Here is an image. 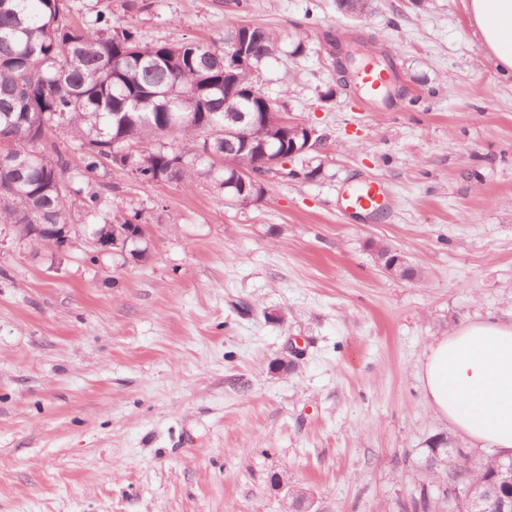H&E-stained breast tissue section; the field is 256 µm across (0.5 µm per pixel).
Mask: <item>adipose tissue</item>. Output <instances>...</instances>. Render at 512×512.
I'll return each mask as SVG.
<instances>
[{
    "mask_svg": "<svg viewBox=\"0 0 512 512\" xmlns=\"http://www.w3.org/2000/svg\"><path fill=\"white\" fill-rule=\"evenodd\" d=\"M471 20L499 71L512 75V0H469ZM425 399L472 440L512 454V324L472 322L426 346Z\"/></svg>",
    "mask_w": 512,
    "mask_h": 512,
    "instance_id": "ef3b65f1",
    "label": "adipose tissue"
}]
</instances>
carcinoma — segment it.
<instances>
[{"label":"carcinoma","instance_id":"cac0c4a2","mask_svg":"<svg viewBox=\"0 0 512 512\" xmlns=\"http://www.w3.org/2000/svg\"><path fill=\"white\" fill-rule=\"evenodd\" d=\"M70 12V0H0V145L12 154V161L0 162V224H65L76 200L110 224L102 195L85 178L114 166V143L136 145L141 183L190 188L210 166L207 153L216 143L202 138L201 128L224 127V96L233 95L243 112L280 109L256 86V72L277 51V36L266 28L252 30L249 65L226 81V43H147L104 11L82 26L70 21ZM57 129L82 155L81 173L72 178L65 150L48 142ZM254 134L250 126L240 128L228 165L216 173L215 188L228 200L235 197L227 187L235 165L255 161L242 150ZM263 138L284 153L303 142L276 124L263 128ZM320 175L321 165L306 166L302 156L283 170L286 179ZM467 461L458 453V481L481 485L491 471L509 468L512 456L492 455L478 470Z\"/></svg>","mask_w":512,"mask_h":512}]
</instances>
